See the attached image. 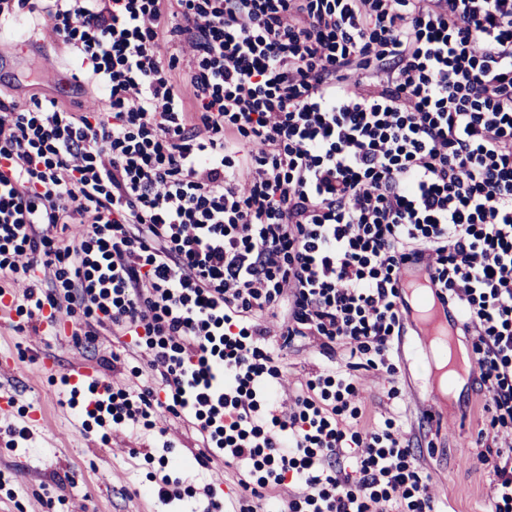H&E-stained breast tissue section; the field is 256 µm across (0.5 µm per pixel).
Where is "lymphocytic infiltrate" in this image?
Instances as JSON below:
<instances>
[{
	"label": "lymphocytic infiltrate",
	"mask_w": 512,
	"mask_h": 512,
	"mask_svg": "<svg viewBox=\"0 0 512 512\" xmlns=\"http://www.w3.org/2000/svg\"><path fill=\"white\" fill-rule=\"evenodd\" d=\"M38 22L109 111L0 96L31 330L98 310L152 374L95 409L186 420L240 488L302 484L288 512H433L400 432L349 431L312 382L277 410L263 319L384 353L421 264L512 420V0H0L1 32Z\"/></svg>",
	"instance_id": "1"
}]
</instances>
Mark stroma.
Here are the masks:
<instances>
[{
	"mask_svg": "<svg viewBox=\"0 0 512 512\" xmlns=\"http://www.w3.org/2000/svg\"><path fill=\"white\" fill-rule=\"evenodd\" d=\"M0 92L20 101L38 93L73 112L107 107L84 80L72 49L50 39L42 27L20 42L0 39ZM0 286L14 294L10 317L0 322V358L17 365L16 372L0 371V392L12 397L0 403V512H203L207 486L226 499L260 503L275 512L281 501L301 492V485L290 483L267 489L259 501L238 486L237 462L218 455L199 466L187 447L182 419L168 417L161 436L142 426L113 428L111 415L103 411L86 414L98 396L97 380L117 391L147 379L145 354L123 353L122 337L103 326L91 341L60 338L45 329L33 333L27 324L32 305L20 283L7 280ZM413 335V323H406L382 363L351 355L342 341L331 356L309 337L289 343L268 337L282 372L278 403L291 404L307 381L328 374L352 385L347 408L359 411V426L381 430L390 421L410 439L435 512H492L496 476L492 464L480 463L477 456L494 439L512 436V422L492 426L490 394L477 372L445 404L440 421L429 419L425 374L430 364L413 355L408 345ZM114 351L123 357L112 372L99 360ZM77 366L92 368V377L70 381ZM166 474L191 487L192 495L159 501L154 489Z\"/></svg>",
	"mask_w": 512,
	"mask_h": 512,
	"instance_id": "obj_1",
	"label": "stroma"
}]
</instances>
